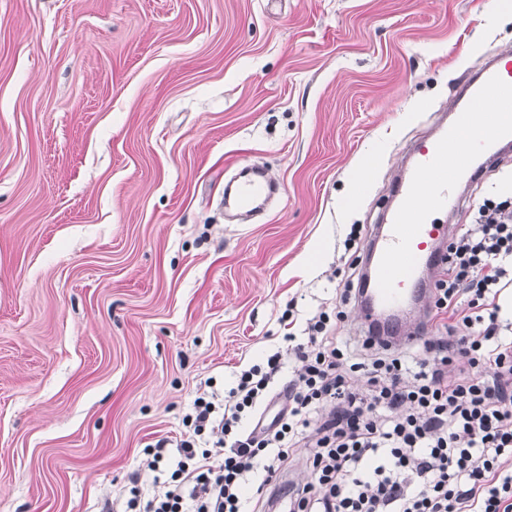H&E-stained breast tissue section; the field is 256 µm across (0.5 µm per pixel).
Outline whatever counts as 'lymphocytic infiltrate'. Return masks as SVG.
Returning <instances> with one entry per match:
<instances>
[{
	"label": "lymphocytic infiltrate",
	"mask_w": 512,
	"mask_h": 512,
	"mask_svg": "<svg viewBox=\"0 0 512 512\" xmlns=\"http://www.w3.org/2000/svg\"><path fill=\"white\" fill-rule=\"evenodd\" d=\"M363 278L352 270L335 315L307 320L306 342L286 334L289 348L241 369L235 386L196 397L191 433L147 449L124 505L108 501L102 512H248L246 482L258 473L249 512H269L268 486L298 463L312 480L289 491L288 512H512V336L500 319L512 289V197L485 199L449 242L429 358L337 334ZM460 357L466 369L450 373ZM289 361L296 370L278 385ZM275 392L284 405L274 419L244 430ZM145 474L155 486L148 499Z\"/></svg>",
	"instance_id": "lymphocytic-infiltrate-1"
}]
</instances>
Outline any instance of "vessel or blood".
<instances>
[{
  "mask_svg": "<svg viewBox=\"0 0 512 512\" xmlns=\"http://www.w3.org/2000/svg\"><path fill=\"white\" fill-rule=\"evenodd\" d=\"M493 98L500 101L493 124L467 130L472 113ZM448 110L447 123L408 150L394 202L369 237L370 301L358 306L365 326L425 296L422 270L441 265L444 254L436 246L448 237V227L438 222V215L459 208L458 185L501 159L502 148L512 144V55H496L476 75L465 76ZM270 187L265 178L236 174L234 202L251 207Z\"/></svg>",
  "mask_w": 512,
  "mask_h": 512,
  "instance_id": "vessel-or-blood-1",
  "label": "vessel or blood"
}]
</instances>
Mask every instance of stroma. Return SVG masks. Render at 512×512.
<instances>
[{
  "label": "stroma",
  "mask_w": 512,
  "mask_h": 512,
  "mask_svg": "<svg viewBox=\"0 0 512 512\" xmlns=\"http://www.w3.org/2000/svg\"><path fill=\"white\" fill-rule=\"evenodd\" d=\"M487 3L0 0V512H99L201 382L333 308L404 148L512 51ZM250 162L282 186L262 220L224 211ZM509 194L512 161L450 236Z\"/></svg>",
  "instance_id": "stroma-1"
}]
</instances>
